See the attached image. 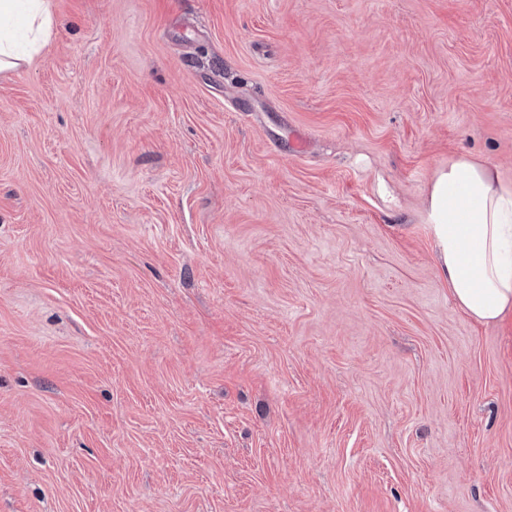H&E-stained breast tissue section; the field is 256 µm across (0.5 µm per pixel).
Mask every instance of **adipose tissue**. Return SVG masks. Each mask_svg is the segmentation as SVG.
<instances>
[{"mask_svg": "<svg viewBox=\"0 0 512 512\" xmlns=\"http://www.w3.org/2000/svg\"><path fill=\"white\" fill-rule=\"evenodd\" d=\"M51 25L49 0H0V72L31 63ZM424 222L454 304L481 324L512 316V183L482 158L451 157L433 174Z\"/></svg>", "mask_w": 512, "mask_h": 512, "instance_id": "ef3b65f1", "label": "adipose tissue"}]
</instances>
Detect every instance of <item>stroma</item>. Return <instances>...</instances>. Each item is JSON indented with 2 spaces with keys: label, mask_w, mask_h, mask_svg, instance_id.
Here are the masks:
<instances>
[{
  "label": "stroma",
  "mask_w": 512,
  "mask_h": 512,
  "mask_svg": "<svg viewBox=\"0 0 512 512\" xmlns=\"http://www.w3.org/2000/svg\"><path fill=\"white\" fill-rule=\"evenodd\" d=\"M0 73V512H512V323L423 200L512 182V0H51Z\"/></svg>",
  "instance_id": "stroma-1"
}]
</instances>
